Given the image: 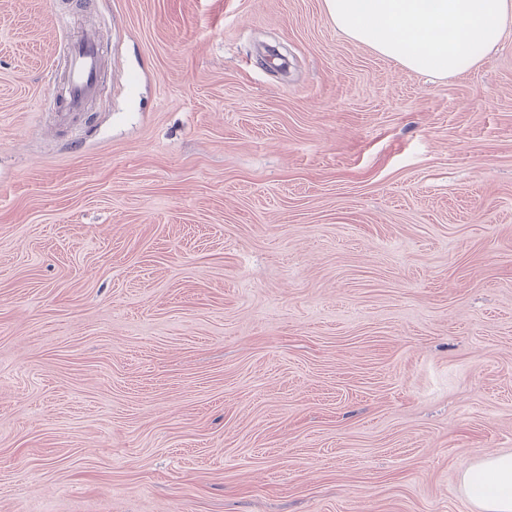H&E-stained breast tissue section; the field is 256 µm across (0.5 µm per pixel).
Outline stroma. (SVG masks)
I'll use <instances>...</instances> for the list:
<instances>
[{
    "mask_svg": "<svg viewBox=\"0 0 512 512\" xmlns=\"http://www.w3.org/2000/svg\"><path fill=\"white\" fill-rule=\"evenodd\" d=\"M511 451L512 26L431 79L323 0H0V512H474ZM67 73L59 117L64 122H75L82 117L88 102L95 96L99 84L102 55L101 45L94 32H85L64 49ZM466 495L480 512H512V453H490L462 474Z\"/></svg>",
    "mask_w": 512,
    "mask_h": 512,
    "instance_id": "stroma-1",
    "label": "stroma"
}]
</instances>
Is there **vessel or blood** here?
I'll return each instance as SVG.
<instances>
[{
    "mask_svg": "<svg viewBox=\"0 0 512 512\" xmlns=\"http://www.w3.org/2000/svg\"><path fill=\"white\" fill-rule=\"evenodd\" d=\"M101 55L99 40L90 31L66 44V84L59 95L62 121L74 122L80 119L88 102L95 96L99 84Z\"/></svg>",
    "mask_w": 512,
    "mask_h": 512,
    "instance_id": "1",
    "label": "vessel or blood"
}]
</instances>
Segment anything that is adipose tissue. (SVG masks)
Here are the masks:
<instances>
[{
	"label": "adipose tissue",
	"instance_id": "1",
	"mask_svg": "<svg viewBox=\"0 0 512 512\" xmlns=\"http://www.w3.org/2000/svg\"><path fill=\"white\" fill-rule=\"evenodd\" d=\"M352 40L404 68L442 77L467 73L501 42L512 0H324ZM479 512H512V453H490L462 474Z\"/></svg>",
	"mask_w": 512,
	"mask_h": 512
}]
</instances>
